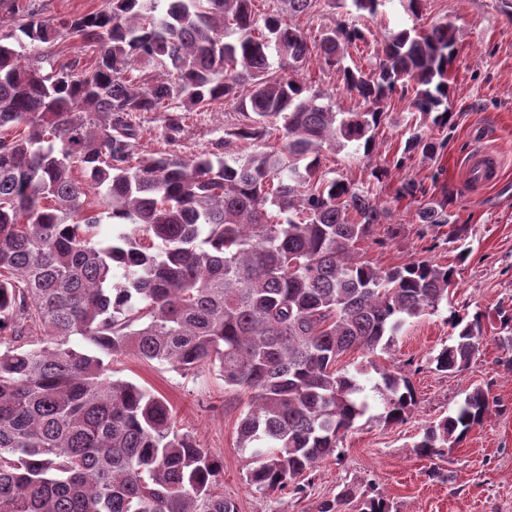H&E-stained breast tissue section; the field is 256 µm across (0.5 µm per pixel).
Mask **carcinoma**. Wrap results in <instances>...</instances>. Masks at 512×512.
<instances>
[{
  "label": "carcinoma",
  "instance_id": "1",
  "mask_svg": "<svg viewBox=\"0 0 512 512\" xmlns=\"http://www.w3.org/2000/svg\"><path fill=\"white\" fill-rule=\"evenodd\" d=\"M107 0L103 9L54 23L27 0H9L24 35L79 48L66 72L48 56H21L0 43V332L48 339L0 350V512H237L216 492L221 459L175 429L163 398L112 375L132 355L183 372H218L224 388L250 394L238 426L258 491L291 486L335 453L368 405L356 376L338 366L355 349L387 354L405 325L448 301L454 270L412 259L385 270L359 244L386 214L363 191L322 168L321 152L350 143L374 148L383 102L416 87V106L448 124V72L458 49L453 22L394 34L376 69L343 68L362 99L338 112L333 98L297 75L271 71V51L293 68L311 55L292 19L319 0H281L259 14L254 0ZM265 33L253 36L258 26ZM363 39L343 22L320 35V57L337 66ZM150 63L163 78L128 73ZM231 101L247 123L224 131V155L139 151L134 112L180 113ZM282 121L280 144L243 153ZM422 135L406 152L433 154ZM80 169L83 180L73 177ZM107 216L123 226L96 240ZM426 224H452L448 203H426ZM455 342L435 369L464 370L482 344L478 320L457 319ZM80 338L86 350L73 343ZM385 420L415 404L409 379L380 371ZM490 410L474 388L452 416L413 444L425 457L455 443ZM352 493L320 502L346 512ZM357 512H391L382 496Z\"/></svg>",
  "mask_w": 512,
  "mask_h": 512
}]
</instances>
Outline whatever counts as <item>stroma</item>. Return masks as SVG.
<instances>
[{
  "label": "stroma",
  "mask_w": 512,
  "mask_h": 512,
  "mask_svg": "<svg viewBox=\"0 0 512 512\" xmlns=\"http://www.w3.org/2000/svg\"><path fill=\"white\" fill-rule=\"evenodd\" d=\"M352 20L366 37L348 47L345 65L373 68L386 40L401 29H430L453 22L459 34L458 56L449 74L447 126L433 124L414 106L415 89L400 88L388 99L375 134L372 158L354 146L331 150L323 164L337 177L368 192L387 213L376 237L361 242L365 260L387 269L412 259H428L454 270L447 304L407 324L390 353L377 355L374 370L360 376L369 404L343 442L340 456H329L299 477L293 488L256 491L247 481L251 458L237 442V427L249 398L225 391L218 373H184L167 365L127 355L115 358V377L146 387L173 407L175 428L191 435L223 463L218 491L238 512H317L319 503L344 488L382 493L395 512H512V330L501 320L512 315V0H421L410 12L408 0H387L374 16H348L346 9L321 5L296 17L308 44L343 20ZM300 74L309 88L331 94L340 112H355L360 99L347 92L342 73L310 58ZM166 115L133 113L142 129L139 145L150 153L184 156L220 153L226 130L244 118L230 103L182 115L179 141L165 139ZM421 131L438 149L434 154L403 156L406 140ZM488 148L501 159L495 184L472 186L462 172L466 158ZM417 197L396 199L404 182ZM448 201L456 224H424L421 200ZM465 230L456 240V227ZM480 316L484 340L466 370L444 374L431 360L457 337L448 321ZM403 366L416 396L405 421L384 420V404L375 385L379 371ZM489 395L491 411L483 424L438 455L423 457L413 443L431 422L452 415L474 387Z\"/></svg>",
  "instance_id": "1"
}]
</instances>
